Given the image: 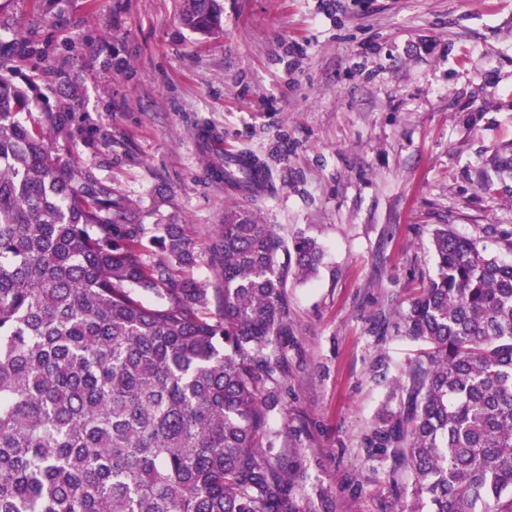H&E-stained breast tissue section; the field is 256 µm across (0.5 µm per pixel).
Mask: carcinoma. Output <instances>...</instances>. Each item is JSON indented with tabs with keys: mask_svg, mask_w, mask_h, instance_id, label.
<instances>
[{
	"mask_svg": "<svg viewBox=\"0 0 512 512\" xmlns=\"http://www.w3.org/2000/svg\"><path fill=\"white\" fill-rule=\"evenodd\" d=\"M54 2L34 0L63 27ZM181 22L214 34L216 0H183ZM50 56L24 35L0 46V512H306L265 454L259 371L286 328V275L316 270L318 242L234 206L222 287L182 274L196 257L178 224L146 255L124 199L54 146L90 141L65 66L54 104L21 119L42 92L12 62ZM216 172L242 196L277 191L264 163ZM430 247L435 276L403 315L425 349L369 443L405 475L408 512H512V263L446 224Z\"/></svg>",
	"mask_w": 512,
	"mask_h": 512,
	"instance_id": "cac0c4a2",
	"label": "carcinoma"
}]
</instances>
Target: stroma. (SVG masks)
Masks as SVG:
<instances>
[{
	"label": "stroma",
	"instance_id": "stroma-1",
	"mask_svg": "<svg viewBox=\"0 0 512 512\" xmlns=\"http://www.w3.org/2000/svg\"><path fill=\"white\" fill-rule=\"evenodd\" d=\"M0 0V44L69 41L96 134L77 147L145 228L179 224L220 285L210 247L224 210L252 208L322 260L288 277V327L265 390L277 460L313 512H402V476L367 439L397 369L420 350L400 330L436 272V225L512 261V193L478 173L512 140V0H218L222 30L182 26L181 0ZM271 169L274 196L248 200L212 171L225 148Z\"/></svg>",
	"mask_w": 512,
	"mask_h": 512
}]
</instances>
